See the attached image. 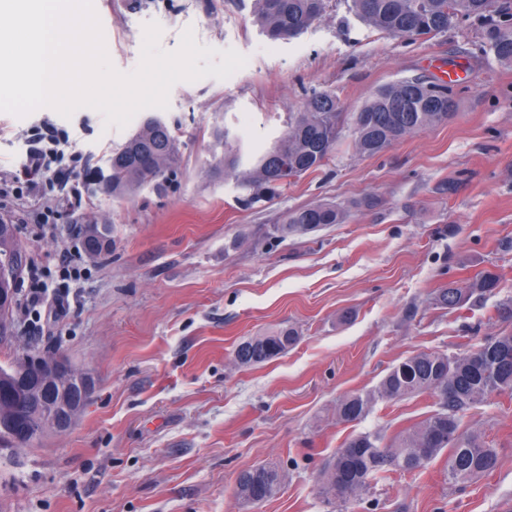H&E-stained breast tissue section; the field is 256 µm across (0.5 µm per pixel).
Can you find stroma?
<instances>
[{
	"instance_id": "stroma-1",
	"label": "stroma",
	"mask_w": 512,
	"mask_h": 512,
	"mask_svg": "<svg viewBox=\"0 0 512 512\" xmlns=\"http://www.w3.org/2000/svg\"><path fill=\"white\" fill-rule=\"evenodd\" d=\"M255 0H105L99 20L113 66L139 65L144 27L174 51L186 28L199 45L247 58L230 78L181 81L169 106L140 111L122 129L100 112L71 118L50 107L18 117L0 112V182L25 163L42 120L68 133L86 158L80 198L53 229L28 219L36 201L0 199L27 260L81 265L64 315L13 311V339L0 366L20 352L55 350L90 370L96 390L63 433L32 446L0 447V512H503L512 502V396L466 411L459 428L496 448V467L450 485L445 456L410 473L372 480L361 500L327 503L324 463L350 438L388 444L436 411L421 394L373 401L364 418L342 422L336 403L367 394L390 369L420 352L452 355L512 334V63L484 49L473 21L423 39L367 25L351 0H328L301 33L271 39ZM462 66L448 122L405 137L375 156L357 152L352 116L381 86L436 80L428 58ZM336 95L342 118L326 165L250 203L244 170L286 131L288 115L312 93ZM180 143L169 179L143 183L123 200L95 181L112 154L149 118ZM238 143V169L225 171L224 145ZM333 202L345 223L280 239L286 212ZM111 242L84 247L92 225ZM497 275L495 291L455 309L441 288ZM288 326V352L242 367L237 346ZM278 470L277 494L255 506L236 497L240 471Z\"/></svg>"
}]
</instances>
